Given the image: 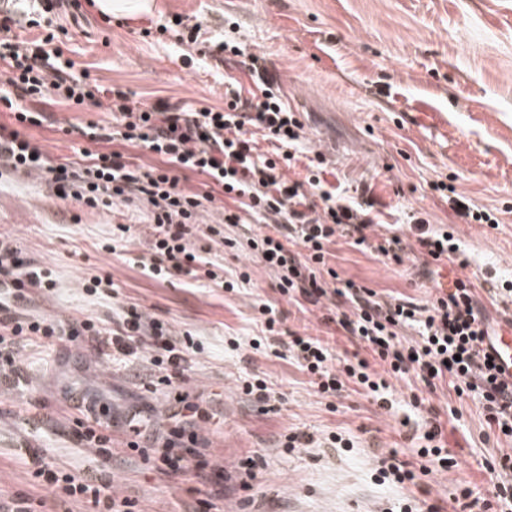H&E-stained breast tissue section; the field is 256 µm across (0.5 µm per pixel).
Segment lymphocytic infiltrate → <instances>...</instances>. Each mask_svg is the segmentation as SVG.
<instances>
[{
	"label": "lymphocytic infiltrate",
	"instance_id": "lymphocytic-infiltrate-1",
	"mask_svg": "<svg viewBox=\"0 0 512 512\" xmlns=\"http://www.w3.org/2000/svg\"><path fill=\"white\" fill-rule=\"evenodd\" d=\"M37 7L24 18L0 11V85L14 88L21 100L13 107L15 127L0 124V170L37 175L59 198H73L91 209L111 206L133 197L151 205L152 234L148 242L149 270L157 278L176 275L228 290L249 284L243 271L224 276L223 267L197 254L192 240L205 233L223 240L224 227L244 218L264 224L263 232L247 241L250 250L269 268L275 288L301 308L326 310V322L335 324L359 355L341 357L328 344L295 332L282 334L275 310L263 303L267 340L251 339L252 349L268 345L272 354L292 359L305 372L316 393L324 399L353 391L387 407L390 382L415 376L420 386L412 390L408 405L423 414V431L408 460L397 450L380 452L373 459L372 478L377 485L403 487L439 471L455 467L443 446V424L435 410L427 409L429 394L445 388L456 397L476 399L490 430L512 438V383L501 380L487 340L492 327L478 298L473 280L456 279L451 288L438 289L426 304L404 295H383L374 289L341 279L329 264L330 244L344 238L350 247L368 251L390 264L414 259L421 275L450 261L467 267L469 260L452 233L415 219L413 243L389 229L377 237L367 231L377 224L378 202L371 196L355 199L329 188L321 154H308L302 141V124L283 101L280 87L261 77L259 58L250 55L248 70L259 80L251 96L232 89L220 108L185 111L159 99L145 103L134 93L105 89L88 70H77L56 45L54 33L25 39L19 27L34 28L42 20L66 10L82 15L81 0H36ZM109 95L114 124L77 127L87 141L78 161H55L31 138L24 126H42L45 107L59 105L82 109L99 105ZM267 142L260 151L259 142ZM97 151H90V144ZM128 147L143 148L159 157L158 165L144 168L126 157ZM304 162V179H290L286 170ZM205 175L203 189L181 187L180 176ZM222 204L224 221L200 225L205 205ZM49 270L26 256L10 236L0 235V382L13 384L22 376L17 358L20 341L62 334L87 337L98 352H117L149 363L148 381L174 385L183 379L192 356L200 349L191 334L177 336L162 321L130 308L120 321L74 318L67 324L48 321L32 307L36 293L55 288ZM413 329L417 339L403 338ZM201 413L190 404L175 406L164 436L151 434L139 413L126 417L132 439L129 450L143 462L158 461L169 470L180 462H196L197 476L209 479L208 464L199 449L197 434ZM76 437L93 452L83 470L47 461L44 449L20 448L16 457L38 484L53 487L61 503L85 502L93 512H134L135 503L117 499L97 472L112 461V436L97 423L80 422ZM490 485L486 495L475 496L469 482L460 481L448 492L451 510L417 497L394 502L390 512H512V448L500 449L485 460Z\"/></svg>",
	"mask_w": 512,
	"mask_h": 512
}]
</instances>
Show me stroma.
Returning <instances> with one entry per match:
<instances>
[{
  "instance_id": "35a3bbf8",
  "label": "stroma",
  "mask_w": 512,
  "mask_h": 512,
  "mask_svg": "<svg viewBox=\"0 0 512 512\" xmlns=\"http://www.w3.org/2000/svg\"><path fill=\"white\" fill-rule=\"evenodd\" d=\"M176 16L183 26L200 25L207 38L237 41L246 53L263 57L268 77L303 123L308 145L326 156L345 190L371 187L383 205V221L404 225L415 215L454 229L469 265H445L449 277L482 279L490 273L497 283L512 281V0H155L152 14L118 23L104 22L93 10L76 22L60 16L58 23L69 33L65 54L77 66L90 68L103 86L149 102L164 98L186 108H220L226 78L251 87L239 58L198 55L187 64L189 48L174 37H140L141 28ZM429 104L444 112L446 123L420 119ZM89 122L108 126L112 116L102 106L79 112L58 106L50 124L25 134L51 159L62 160L80 144L69 126ZM441 181L492 211L498 227L462 223L447 197L433 190ZM149 212V204L137 199L91 209L57 198L36 179L0 175V233L57 278L56 292L36 298L37 312L62 321L113 316L134 306L173 333H193L204 345L175 389L144 387L134 363L80 350L65 336L21 342L23 379L0 389V496L24 494L44 502L46 512H57L51 488L33 484L14 447L31 440L25 418L41 411L39 443L49 460L81 466L85 454L73 437L80 413L66 399L68 390L79 388L99 392L112 408V463L102 477L113 496L136 500L139 512H196L203 501L210 512H384L399 493L374 483L372 457L411 446L403 406L408 384H392L395 413L353 392L329 412L292 360L248 346L260 329L256 307L269 302L282 329L321 338L340 355L353 350L321 311H302L275 290L272 273L247 249L260 225L225 223L223 211L212 207L200 214V223L223 224L226 240L199 235L195 246L206 248L225 272L245 267L251 273L250 286L227 292L186 276L148 275L141 259L151 232ZM116 224L131 230L110 254L101 245ZM329 250L341 279L422 302L436 292V284L418 276L411 263H383L341 238ZM91 275L111 276L112 299L99 302L84 293ZM247 374L277 392L274 410H261L241 393L239 379ZM178 392L215 415L200 422L197 433L207 459L224 469L221 482L200 481L190 463L166 476L129 455L124 413L142 410L152 429L166 430ZM447 401L440 393L430 397L444 415ZM460 410V419L443 420V442L459 466L425 479L432 502L445 499L460 480L473 481L476 495H483L489 481L485 459L512 446L511 439L490 436L473 401H463ZM291 431L317 438L339 432L351 436L354 447L290 451L282 441Z\"/></svg>"
}]
</instances>
